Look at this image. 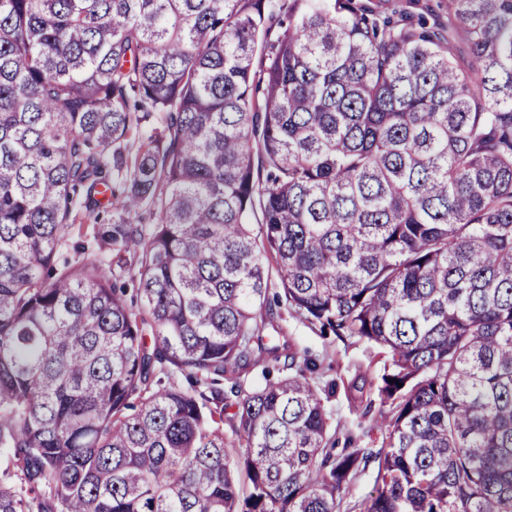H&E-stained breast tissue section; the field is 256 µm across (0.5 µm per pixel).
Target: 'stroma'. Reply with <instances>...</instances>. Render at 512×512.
I'll return each mask as SVG.
<instances>
[{"label":"stroma","mask_w":512,"mask_h":512,"mask_svg":"<svg viewBox=\"0 0 512 512\" xmlns=\"http://www.w3.org/2000/svg\"><path fill=\"white\" fill-rule=\"evenodd\" d=\"M282 333L265 328L264 336L297 356L316 361L315 382L337 438L353 437L361 448L378 449L385 438L381 426L382 407L374 385L383 371L375 348L364 342H341L323 338L291 312H283Z\"/></svg>","instance_id":"35a3bbf8"}]
</instances>
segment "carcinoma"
Listing matches in <instances>:
<instances>
[{"label":"carcinoma","instance_id":"carcinoma-1","mask_svg":"<svg viewBox=\"0 0 512 512\" xmlns=\"http://www.w3.org/2000/svg\"><path fill=\"white\" fill-rule=\"evenodd\" d=\"M271 267L384 358L378 452L256 345ZM2 448L0 512H336L372 459L363 512H512V0H0ZM384 3L386 8L422 13L430 23L435 17L445 23L448 22L447 0H388Z\"/></svg>","mask_w":512,"mask_h":512}]
</instances>
